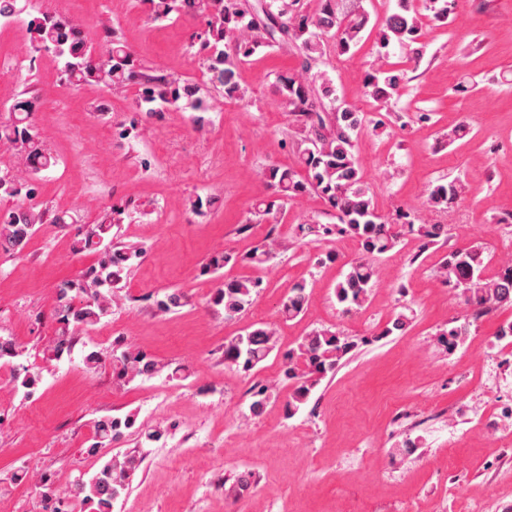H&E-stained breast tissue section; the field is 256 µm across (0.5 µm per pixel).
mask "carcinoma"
Listing matches in <instances>:
<instances>
[{
  "mask_svg": "<svg viewBox=\"0 0 512 512\" xmlns=\"http://www.w3.org/2000/svg\"><path fill=\"white\" fill-rule=\"evenodd\" d=\"M362 0H317L312 11L300 6V0H143L156 21L172 15L188 16L204 22L195 55L223 87L224 99L242 101L243 87L236 81L235 68L257 51L274 46H292L300 57L296 73L278 77L282 101L292 120V138L299 166L294 169L271 166L264 171L265 181L277 196L261 198L255 214L262 220L278 223L277 215L290 202L311 193L320 195L335 211L336 224H309L301 227L308 234L339 235L356 239L362 256L347 263V270L336 282L335 296L347 309L362 307L378 282L376 260L400 243L404 231L433 243L447 233L443 224L400 223L380 215L375 209L370 186L355 146L366 128L364 113L350 105L338 103L336 88L323 72L314 68L323 63L330 47L341 56L356 52L369 22ZM21 21L31 33V50L51 53L61 65L65 80L75 86L94 83L112 89L130 84L138 86L137 105L143 112H162L176 108L194 112V123L200 130L208 124L204 113L211 111L209 99L200 85L145 68L134 53L116 37H111L103 51L96 50L83 36L82 24L75 19L57 18L43 13L32 3L26 9L18 0H0V22ZM422 27L412 0H396V8L380 23V47L393 44L411 48L415 58L423 56L426 45L421 42ZM232 52H226V48ZM404 73L381 64L365 77L366 93L381 107L398 96ZM39 111V97L32 94L18 99L10 107V117L0 121V143L17 155L21 170L0 175V197L32 195L31 181L57 164V158L40 143L32 115ZM457 180L438 183L428 194L427 204L446 209L463 194ZM121 211L114 209L93 226L85 238L77 241L75 251L102 247L99 265L80 278L65 280L55 288V313L60 327L47 348L51 360L71 353L72 331L92 327L112 312L115 286L126 263L141 256L136 247L112 249L105 243L112 227L121 223ZM43 223V213L24 201L0 216V252L21 255ZM277 244L265 241L251 252L249 260L257 267L275 257ZM483 250L479 246H460L448 253L439 267L443 283L460 291L465 305L474 315L504 305L512 306V259L501 263L492 278L484 276ZM260 281L251 278L224 280L212 296V303L224 310V316L241 315L252 303ZM310 293L303 284L294 286L283 299L280 314L295 319L308 305ZM185 296L172 290L156 300L157 310L171 312L184 305ZM275 345V331L268 325L250 326L245 333L224 344V363L244 371L253 370L264 361ZM358 347V341L339 331L317 329L298 342L297 348L285 356L284 375L291 382L284 409L292 417L310 400L314 390L328 374L335 372L340 361ZM118 376L127 382L136 378L160 375L167 365L146 355L126 349L113 357ZM39 377L25 372L14 379L13 389L32 393ZM136 424V416L112 415L95 421V442L86 449L91 456L112 447L125 431ZM142 458L123 454L105 461L88 476H80L69 493L60 491L47 477L40 478L39 512H65L66 495L80 500L88 512H113L114 503L127 495L129 479L140 467Z\"/></svg>",
  "mask_w": 512,
  "mask_h": 512,
  "instance_id": "carcinoma-1",
  "label": "carcinoma"
}]
</instances>
